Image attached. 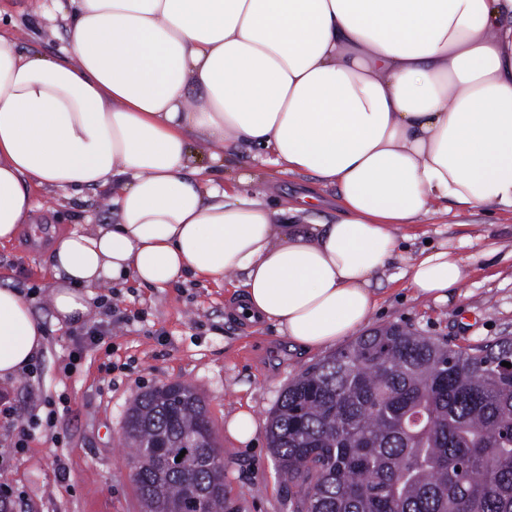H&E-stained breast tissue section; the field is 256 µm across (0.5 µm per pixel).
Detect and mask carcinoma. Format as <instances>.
<instances>
[{
    "label": "carcinoma",
    "mask_w": 512,
    "mask_h": 512,
    "mask_svg": "<svg viewBox=\"0 0 512 512\" xmlns=\"http://www.w3.org/2000/svg\"><path fill=\"white\" fill-rule=\"evenodd\" d=\"M509 360L512 337L452 347L391 324L307 368L267 429L296 512H512ZM124 436L144 512H196L192 489L202 512H234L192 387L137 396Z\"/></svg>",
    "instance_id": "carcinoma-1"
}]
</instances>
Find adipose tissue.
Instances as JSON below:
<instances>
[{
  "label": "adipose tissue",
  "mask_w": 512,
  "mask_h": 512,
  "mask_svg": "<svg viewBox=\"0 0 512 512\" xmlns=\"http://www.w3.org/2000/svg\"><path fill=\"white\" fill-rule=\"evenodd\" d=\"M46 57L0 33V245L31 223L28 182L112 193L113 224L54 235L55 321L88 315L104 280L166 288L236 280V314L319 350L376 306L400 233L434 204L512 211V0H67ZM206 136L248 145L335 190L270 206L192 163ZM464 265L447 242L406 272L448 303ZM45 343L30 302L0 287V379Z\"/></svg>",
  "instance_id": "adipose-tissue-1"
}]
</instances>
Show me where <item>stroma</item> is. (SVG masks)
<instances>
[{
	"mask_svg": "<svg viewBox=\"0 0 512 512\" xmlns=\"http://www.w3.org/2000/svg\"><path fill=\"white\" fill-rule=\"evenodd\" d=\"M0 31L11 34L20 51L48 57L61 54L69 38L51 0H0ZM240 175L253 176L254 189L272 203L313 186L310 178L260 167L247 146L213 173L219 182ZM31 191L40 205L39 233L25 226L14 243L0 246V287L30 299L46 335L32 369L0 380L14 407L13 416H0V483L12 489L8 512H143L132 450L124 442L125 417L138 394L174 382L193 387L207 406L224 451V494L237 512H293V489L274 466L265 432L282 391L326 357V350L305 352L275 327L232 319L228 308L235 290L229 282L218 288L191 278L159 289L108 281L96 288L88 315L108 333L65 372L79 328L54 319L51 236L80 224H111L115 216L108 195L99 190L66 199L43 186ZM412 233L377 280V306L367 328L399 324L451 346L512 337V213L436 214ZM479 234L499 245V253L482 257L471 244ZM442 240L461 256L466 271L462 288L446 304L416 297L400 277L426 242ZM243 406L250 407L259 430L251 446L236 444L224 431ZM21 424L29 426L30 436L19 451L14 428Z\"/></svg>",
	"mask_w": 512,
	"mask_h": 512,
	"instance_id": "35a3bbf8",
	"label": "stroma"
}]
</instances>
